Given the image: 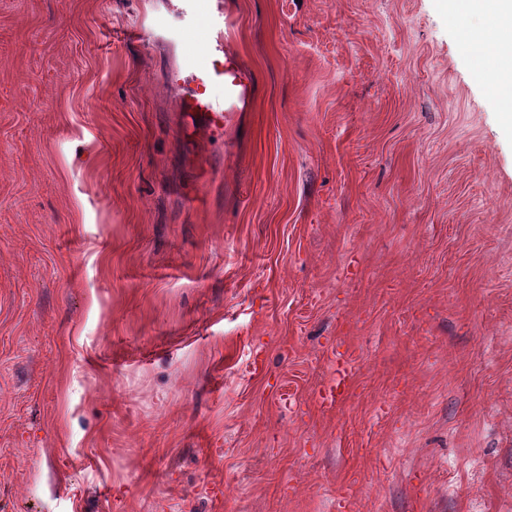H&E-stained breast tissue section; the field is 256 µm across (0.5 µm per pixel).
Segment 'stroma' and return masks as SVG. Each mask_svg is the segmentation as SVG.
Returning a JSON list of instances; mask_svg holds the SVG:
<instances>
[{"instance_id":"1","label":"stroma","mask_w":512,"mask_h":512,"mask_svg":"<svg viewBox=\"0 0 512 512\" xmlns=\"http://www.w3.org/2000/svg\"><path fill=\"white\" fill-rule=\"evenodd\" d=\"M225 2L208 151L164 0H0V512H512V117L445 0Z\"/></svg>"}]
</instances>
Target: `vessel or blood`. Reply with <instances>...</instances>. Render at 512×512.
I'll use <instances>...</instances> for the list:
<instances>
[{
	"label": "vessel or blood",
	"instance_id": "b4317fda",
	"mask_svg": "<svg viewBox=\"0 0 512 512\" xmlns=\"http://www.w3.org/2000/svg\"><path fill=\"white\" fill-rule=\"evenodd\" d=\"M178 25L154 21L162 40L175 42L199 34L189 61L191 74L177 80L178 108L183 127L206 139L232 123L237 104L251 90L247 69L230 50L233 27L224 0H178Z\"/></svg>",
	"mask_w": 512,
	"mask_h": 512
}]
</instances>
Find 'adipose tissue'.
Segmentation results:
<instances>
[{
    "label": "adipose tissue",
    "mask_w": 512,
    "mask_h": 512,
    "mask_svg": "<svg viewBox=\"0 0 512 512\" xmlns=\"http://www.w3.org/2000/svg\"><path fill=\"white\" fill-rule=\"evenodd\" d=\"M461 16H479L484 28L467 29L463 44L474 65L483 71L488 93L500 102H512V64L500 55L512 46V0H450Z\"/></svg>",
    "instance_id": "obj_1"
}]
</instances>
